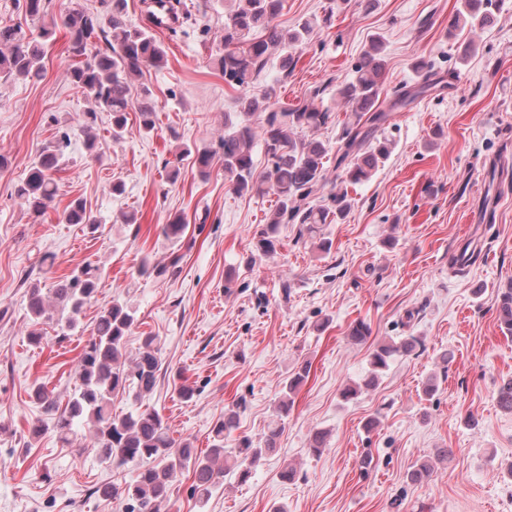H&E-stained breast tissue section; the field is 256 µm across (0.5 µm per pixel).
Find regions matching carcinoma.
<instances>
[{"label":"carcinoma","instance_id":"1","mask_svg":"<svg viewBox=\"0 0 512 512\" xmlns=\"http://www.w3.org/2000/svg\"><path fill=\"white\" fill-rule=\"evenodd\" d=\"M18 6L25 14L41 19L46 14L45 0H22ZM501 0H462V9L452 26L467 25L472 30L492 25L500 11ZM282 0H233V8L224 21L222 48L214 64L231 86L248 84L268 53L284 50V63L289 67L295 59L292 51L303 49L309 42L318 20L306 19L285 31L275 23ZM127 0H107L106 16L87 11L74 3L60 15L43 25L39 38L31 39L21 27L0 25V74L15 80L40 77L48 46L60 28L68 34L67 71L69 81L93 104L84 121L86 147L92 152L96 138L91 134L96 112L111 116L112 138L121 139L127 132L128 114L139 113L140 130L155 128V102L152 89L143 84L137 98L131 96V79L148 65L160 68L166 62V51L151 28H162L164 15L157 10L147 12L149 26L132 27L127 23ZM418 87L395 91V103L404 105L418 95L442 84L435 65L418 60L414 63ZM386 61L383 45L373 40L356 62L352 76L336 89L339 104L350 114L341 143L336 147V175L339 186L329 196V203L312 205L309 199L328 183L326 159L329 148L314 132L332 120V113L314 107L277 108L266 97L258 99L246 94L238 98L237 120L224 118V137L218 150L184 147L181 153L194 155V165L205 175L215 155L224 160V179L238 195L264 194L271 190L277 196L276 208L258 233L256 250L264 255L276 252L279 228L283 224L299 225V237L308 238L324 252L330 241L322 237V226L339 222L352 208L349 188L369 181L390 158L393 145L375 132L387 120L378 106L385 80ZM262 135L268 160L267 171L256 174L254 155L257 135ZM70 144L66 130L58 132L53 145L46 147L28 169L18 186L17 196L35 215H42L57 194L54 175ZM67 224L96 225L80 200H73L64 212ZM182 216L163 225L162 233L179 240L186 230ZM101 279L100 268L90 264L79 272L59 279L50 292L57 313L39 284H32L28 294V312L37 324L53 321L62 333L72 332L80 324L84 305L95 295ZM500 328L512 336V285L500 288L494 301ZM135 313L123 302L114 301L99 315L93 331L85 341L77 361V385L62 404L43 385L32 388L31 397L51 416L52 430L65 443L72 442L77 424L89 430L92 447L100 461L108 466L137 467L136 480L123 487L104 484L95 494L105 499H118L123 512H167L172 486L183 471L192 473V493L198 501L209 500L214 489L226 476L247 481L262 458L278 447L283 428H269L260 445L242 437L233 447L225 446L239 428L237 411L224 412L212 429L210 446L202 451L188 439H175L161 414L154 408H138L129 412L112 411V397L131 392L137 399L156 389L162 367L155 337L141 338L135 352L128 350V336L135 325ZM422 346L417 336H404L399 341L376 344L370 354V370L360 383L347 385L341 392L349 402L363 390L377 384L381 372L397 356H408ZM310 371L309 363L288 378V394L279 401L276 413L288 417L291 394ZM501 409L512 412V378L502 380L497 389ZM428 460L415 462L407 478L422 483L433 475Z\"/></svg>","mask_w":512,"mask_h":512}]
</instances>
